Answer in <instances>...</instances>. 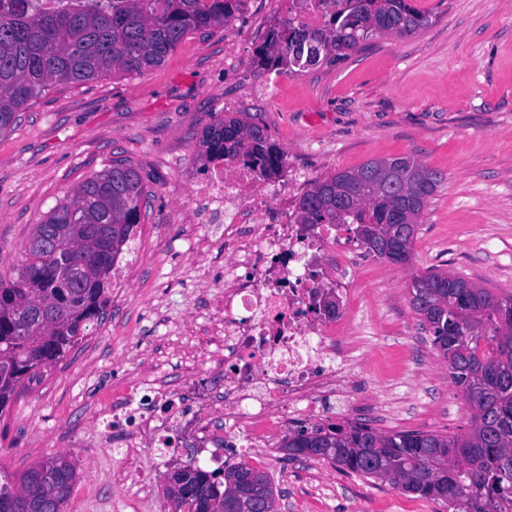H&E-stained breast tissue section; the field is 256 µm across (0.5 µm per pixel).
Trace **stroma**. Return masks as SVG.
Here are the masks:
<instances>
[{
  "mask_svg": "<svg viewBox=\"0 0 512 512\" xmlns=\"http://www.w3.org/2000/svg\"><path fill=\"white\" fill-rule=\"evenodd\" d=\"M419 7L431 21L415 34L373 36L339 63L279 75L252 62L277 14L269 0H246L231 26L191 32L143 74L53 86L0 135V276L19 264L35 224L113 162L141 168L148 192L132 288L111 293L100 323L0 412L1 469L18 474L64 454L77 470L64 512H174L165 460L125 448L124 431L92 419L111 411L142 357L175 389L222 343L224 245L207 241L213 227L194 218L186 180L208 166L203 131L230 112L264 125L302 172L293 207L314 181L371 158L410 155L445 173L411 264L370 255L351 274L355 367L333 412L383 432L469 430L472 412L418 325L408 283L438 268L512 295V0ZM197 263L217 283L201 296L186 276ZM257 466L282 512H448L320 458Z\"/></svg>",
  "mask_w": 512,
  "mask_h": 512,
  "instance_id": "stroma-1",
  "label": "stroma"
}]
</instances>
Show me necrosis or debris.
I'll return each instance as SVG.
<instances>
[{"label":"necrosis or debris","instance_id":"1","mask_svg":"<svg viewBox=\"0 0 512 512\" xmlns=\"http://www.w3.org/2000/svg\"><path fill=\"white\" fill-rule=\"evenodd\" d=\"M281 19L326 27L332 0H274ZM266 178L235 157L213 163L189 182L190 200L224 222V351L197 359L179 389L150 385V364L131 385L112 424L139 422L130 448L177 457L185 440L225 460L224 438L244 454L280 451L290 429L328 423L326 401L351 379L349 322L326 312V302L349 306L354 290L341 270L350 260L337 224H267L262 220ZM147 389L149 410L135 398Z\"/></svg>","mask_w":512,"mask_h":512}]
</instances>
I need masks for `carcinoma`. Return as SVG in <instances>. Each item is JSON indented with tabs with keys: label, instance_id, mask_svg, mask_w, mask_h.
<instances>
[{
	"label": "carcinoma",
	"instance_id": "cac0c4a2",
	"mask_svg": "<svg viewBox=\"0 0 512 512\" xmlns=\"http://www.w3.org/2000/svg\"><path fill=\"white\" fill-rule=\"evenodd\" d=\"M243 0H68L46 10L41 0H0V134L32 99L55 83L135 73L161 64L191 31L222 27ZM430 22L413 0H346L323 29L278 20L255 50L254 64L292 74L338 62L373 35H411ZM211 161L241 156L270 179L284 153L265 127L230 114L202 138ZM445 177L411 157L373 159L315 181L300 198L301 224L354 225L357 240L384 258L381 242L392 212L404 224L398 245L409 264L418 220ZM145 194L141 172L115 164L86 179L35 225L14 275L0 276V414L16 388L78 345L109 302L112 266L133 238ZM53 231L71 253L72 271L38 247ZM410 303L421 330L448 363L452 383L474 415L470 431L383 433L365 424H336L323 433L299 429L288 454L312 446L320 457L356 475L442 502L452 512H512V297L446 271L413 277ZM76 479L56 455L20 475L0 470V512L42 499L62 512ZM174 512H254L275 499L269 475L241 461L224 470L193 464L169 477Z\"/></svg>",
	"mask_w": 512,
	"mask_h": 512
}]
</instances>
